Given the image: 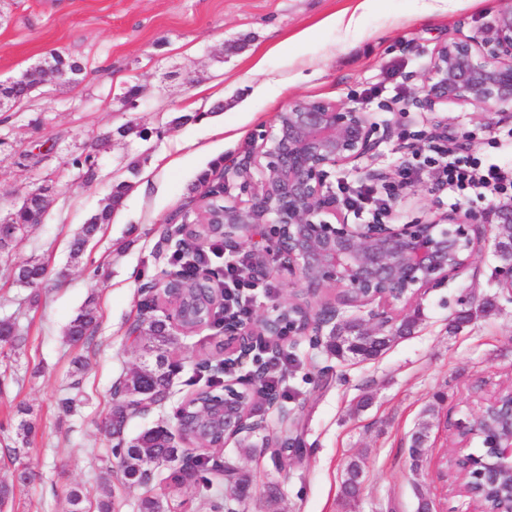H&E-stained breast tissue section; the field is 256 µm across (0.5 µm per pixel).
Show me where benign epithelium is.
<instances>
[{"mask_svg": "<svg viewBox=\"0 0 512 512\" xmlns=\"http://www.w3.org/2000/svg\"><path fill=\"white\" fill-rule=\"evenodd\" d=\"M423 96L414 105L434 112L448 103L472 105L486 112L512 107V7L500 11L481 42L456 36L438 44L422 75ZM255 149L224 167V195L233 186L257 181L248 206L232 199L206 214L203 224L223 225L224 246L242 243L273 229L277 268L296 282L303 298L301 314L278 309L256 321L224 322V393L200 406L186 400L177 410L178 429L196 425L221 430L223 441L248 438L267 428L264 418L243 406L260 387L265 369L229 378L256 346H270L283 335H333L343 323L340 305L367 309L361 320L367 336L391 335L392 307L437 288L471 266L482 247L479 218L470 211L438 213L424 222L351 224L344 203L327 182L329 171L377 152L384 136L366 113L326 101L294 99L277 114L273 127L259 136ZM326 288L338 291L326 309L310 299ZM158 293L173 329L183 332L185 313L172 289L149 286ZM498 389L479 398L474 415L452 424L450 447L459 465L452 469L468 512H512V395L503 401ZM277 416L288 447H300L299 415L278 397H265ZM484 440L479 455L471 442Z\"/></svg>", "mask_w": 512, "mask_h": 512, "instance_id": "7a95c632", "label": "benign epithelium"}]
</instances>
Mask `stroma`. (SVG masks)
Segmentation results:
<instances>
[{
  "instance_id": "1",
  "label": "stroma",
  "mask_w": 512,
  "mask_h": 512,
  "mask_svg": "<svg viewBox=\"0 0 512 512\" xmlns=\"http://www.w3.org/2000/svg\"><path fill=\"white\" fill-rule=\"evenodd\" d=\"M0 0V80L59 53L81 61L75 82H48L16 108L0 110V220L38 185L51 188L40 223L0 250V319L15 322L24 341L0 343V450L18 448L16 461L0 454V483L14 487L9 512H68L74 486L96 495L100 477L115 467L105 424L112 388L142 364L126 330L140 316L143 287L176 267L167 234L205 203L203 174L250 147L290 100H326L357 107L390 127L378 153L331 170L329 185L366 183L370 171L399 180L387 217L413 223L457 209L486 216L485 243L467 269L410 305L411 334L378 357L343 361L325 344L286 336L269 369L277 396L302 419L301 458L266 448V434L249 437L251 453L231 441L217 462H233L253 478L243 512H416L428 498L433 512H464L441 470L452 421L469 414L481 382L512 384V301L500 290L494 254V211L502 197L459 196L441 189L424 159L438 123L466 136L482 162L512 160V112H485L455 103L428 112L413 107L433 48L463 35L484 38L512 0ZM138 86L136 107L126 92ZM223 111H216V104ZM134 132H127V125ZM110 144L94 150L98 138ZM95 152L93 180L74 158ZM132 188L83 254L70 244L105 203L112 185ZM46 267L38 287L17 283L15 266ZM294 279L270 268L248 305L253 317L274 313L291 299ZM493 298L483 318L450 329L470 302ZM97 309L91 343L69 341L66 328L86 304ZM223 330L178 336L181 363L168 400L131 418L127 438L159 425L174 428L180 403L195 389L196 364L215 353ZM77 396L74 411L62 399ZM36 432L28 445L21 420ZM427 427L426 452L412 469L409 439ZM365 455L359 496L340 497L347 461ZM32 473L16 485L19 468ZM155 493L184 501L183 512H213L215 498L198 480L173 487L167 470L153 477Z\"/></svg>"
}]
</instances>
